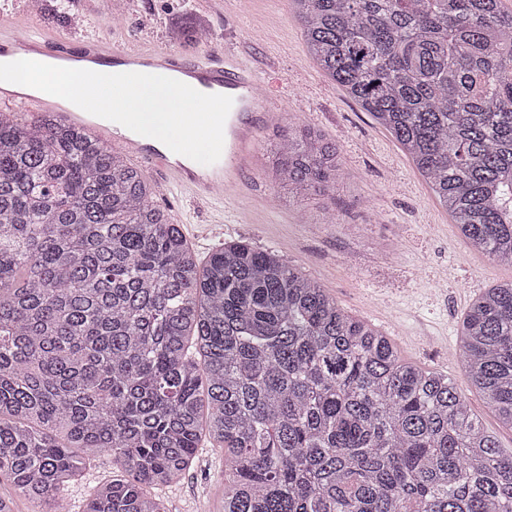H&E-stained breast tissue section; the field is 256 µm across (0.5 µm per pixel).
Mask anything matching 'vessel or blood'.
I'll use <instances>...</instances> for the list:
<instances>
[{
	"label": "vessel or blood",
	"instance_id": "obj_1",
	"mask_svg": "<svg viewBox=\"0 0 512 512\" xmlns=\"http://www.w3.org/2000/svg\"><path fill=\"white\" fill-rule=\"evenodd\" d=\"M26 50L44 59L81 61L99 68L114 67L123 73L164 71L202 93L232 97L233 106L224 125L222 154L211 165L199 164L172 152L163 143L104 118L94 123L93 130L148 168L168 190L196 200L221 201L225 212L241 217L235 189L267 117L266 99L258 91V79L248 61L219 59L210 54L201 60H191L161 49L130 52L98 38L58 41L40 33H18L0 26V57Z\"/></svg>",
	"mask_w": 512,
	"mask_h": 512
}]
</instances>
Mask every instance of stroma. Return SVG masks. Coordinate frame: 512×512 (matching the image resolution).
Instances as JSON below:
<instances>
[{"label": "stroma", "mask_w": 512, "mask_h": 512, "mask_svg": "<svg viewBox=\"0 0 512 512\" xmlns=\"http://www.w3.org/2000/svg\"><path fill=\"white\" fill-rule=\"evenodd\" d=\"M22 3L0 0V20L132 51L249 57L269 88L270 112L239 186L244 223H217L209 206L163 187L155 204L180 225L199 260L243 240L315 277L345 312L389 336L403 359L448 374L472 413L512 448V428L499 423L462 368L457 337L478 295L512 279V264L489 260L460 234L395 137L316 65L289 0H45L35 13ZM182 18L205 21L210 42L172 43L169 27ZM291 124L321 131L341 150L335 192L302 208L278 185L270 153ZM111 477V457L96 458L65 486L68 512H83L90 491ZM151 494L167 512H222L223 450L202 441L191 469Z\"/></svg>", "instance_id": "stroma-1"}]
</instances>
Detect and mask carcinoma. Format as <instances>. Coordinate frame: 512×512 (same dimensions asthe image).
<instances>
[{
	"mask_svg": "<svg viewBox=\"0 0 512 512\" xmlns=\"http://www.w3.org/2000/svg\"><path fill=\"white\" fill-rule=\"evenodd\" d=\"M309 53L386 127L489 259L512 263V9L505 0H291ZM207 25L176 22L199 42ZM294 199L336 188V143L282 135ZM157 188L55 111H0V479L65 512L90 461L119 470L85 512H166L202 438L224 512H512V450L448 375L402 360L282 256L199 265ZM464 369L512 427V280L459 329Z\"/></svg>",
	"mask_w": 512,
	"mask_h": 512,
	"instance_id": "1",
	"label": "carcinoma"
}]
</instances>
